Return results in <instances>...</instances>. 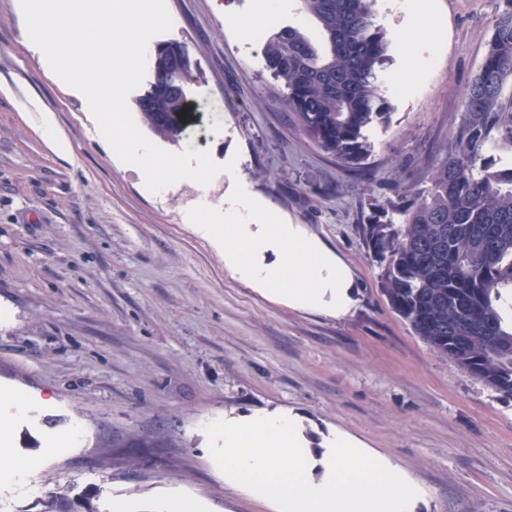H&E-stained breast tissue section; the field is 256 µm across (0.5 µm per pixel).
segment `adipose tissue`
I'll list each match as a JSON object with an SVG mask.
<instances>
[{"label":"adipose tissue","mask_w":512,"mask_h":512,"mask_svg":"<svg viewBox=\"0 0 512 512\" xmlns=\"http://www.w3.org/2000/svg\"><path fill=\"white\" fill-rule=\"evenodd\" d=\"M225 267L261 293L295 309L337 317L355 305L350 266L297 224H246L209 228ZM275 248L266 264L254 253ZM224 452L217 460L225 483L275 512H412L416 487L384 456L360 441L336 433L315 447L299 416L271 411L225 419L217 430Z\"/></svg>","instance_id":"1"}]
</instances>
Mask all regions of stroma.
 <instances>
[{"instance_id":"stroma-1","label":"stroma","mask_w":512,"mask_h":512,"mask_svg":"<svg viewBox=\"0 0 512 512\" xmlns=\"http://www.w3.org/2000/svg\"><path fill=\"white\" fill-rule=\"evenodd\" d=\"M185 45L191 110L159 147L209 150L234 173L150 192L117 160L84 95L50 69L19 0H0V512H273L214 464L228 416L291 411L313 437L343 432L389 458L417 512H512V398L440 357L389 305L363 244L380 206L412 205L464 111L498 0H375L391 42L380 69L387 123L364 165L303 130L263 41L284 26L321 36L300 0H166ZM261 20L258 37L237 24ZM430 51L410 63L404 36ZM52 114L70 150L41 133ZM301 225L353 269L342 317L288 308L225 269L194 225L235 184Z\"/></svg>"}]
</instances>
